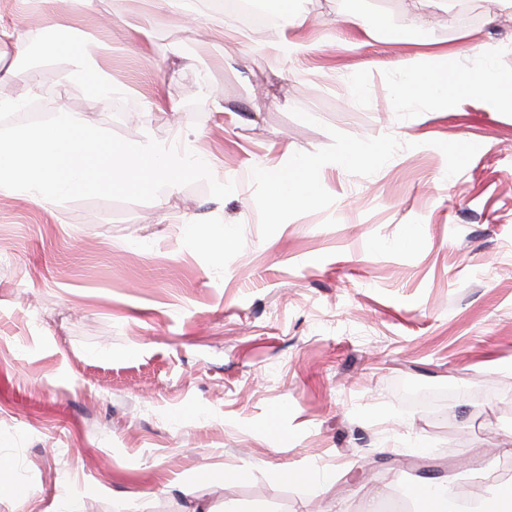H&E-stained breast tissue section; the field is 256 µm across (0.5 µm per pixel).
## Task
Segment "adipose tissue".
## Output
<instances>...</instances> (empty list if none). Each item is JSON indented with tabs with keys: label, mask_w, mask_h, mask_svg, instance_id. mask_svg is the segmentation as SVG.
<instances>
[{
	"label": "adipose tissue",
	"mask_w": 512,
	"mask_h": 512,
	"mask_svg": "<svg viewBox=\"0 0 512 512\" xmlns=\"http://www.w3.org/2000/svg\"><path fill=\"white\" fill-rule=\"evenodd\" d=\"M403 71L404 81L399 92L400 97L413 94L431 95L442 101L445 111L454 109L457 98L447 90V74L441 73L428 62L418 67L404 65ZM463 80L467 86L483 96L487 108H512V73L504 74L496 70L491 63L490 52H483L480 67L465 73ZM327 163V158L316 157L298 161L285 172H261L260 177L267 187L274 213L314 204L317 196L311 175Z\"/></svg>",
	"instance_id": "ef3b65f1"
}]
</instances>
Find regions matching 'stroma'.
I'll return each mask as SVG.
<instances>
[{"label":"stroma","instance_id":"1","mask_svg":"<svg viewBox=\"0 0 512 512\" xmlns=\"http://www.w3.org/2000/svg\"><path fill=\"white\" fill-rule=\"evenodd\" d=\"M370 2L423 36L341 28L350 0H304L308 49L282 63L278 29L207 0H185L192 25L159 0H0V97L86 111L37 36L106 45L119 94L97 126L181 137L236 184L150 203L0 188V467L36 490L0 512L87 482L106 493L78 512H381L422 484L489 505L512 488V112L463 89L452 112L398 97L405 61L463 73L490 47L512 72V11ZM345 144L371 160L318 171L315 205L270 216L257 170ZM222 232L237 245L218 256Z\"/></svg>","mask_w":512,"mask_h":512}]
</instances>
